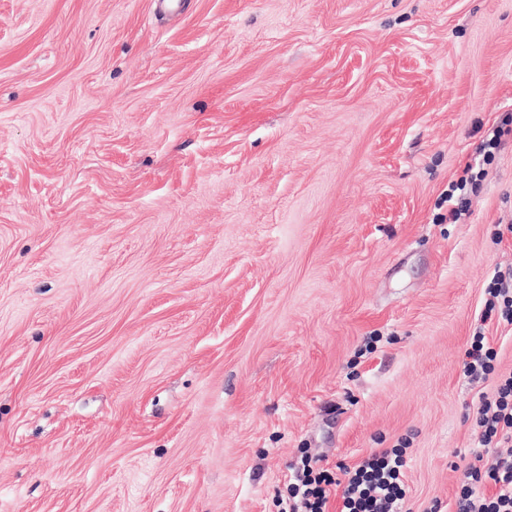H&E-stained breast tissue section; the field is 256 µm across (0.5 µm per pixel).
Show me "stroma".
I'll use <instances>...</instances> for the list:
<instances>
[{"label":"stroma","instance_id":"35a3bbf8","mask_svg":"<svg viewBox=\"0 0 512 512\" xmlns=\"http://www.w3.org/2000/svg\"><path fill=\"white\" fill-rule=\"evenodd\" d=\"M511 119L512 0H0V512H277L400 447L454 512Z\"/></svg>","mask_w":512,"mask_h":512}]
</instances>
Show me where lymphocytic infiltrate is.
<instances>
[{"instance_id":"f902f5d3","label":"lymphocytic infiltrate","mask_w":512,"mask_h":512,"mask_svg":"<svg viewBox=\"0 0 512 512\" xmlns=\"http://www.w3.org/2000/svg\"><path fill=\"white\" fill-rule=\"evenodd\" d=\"M463 373L473 380L496 378L492 397L482 398L475 424L487 454L484 463L468 465L460 482L458 512H512V372L500 371L497 351L482 331H475L464 352ZM404 460L398 448L371 453L333 477L321 457L307 455L295 468L288 499L281 512H329L331 495L340 499L339 512H404Z\"/></svg>"}]
</instances>
